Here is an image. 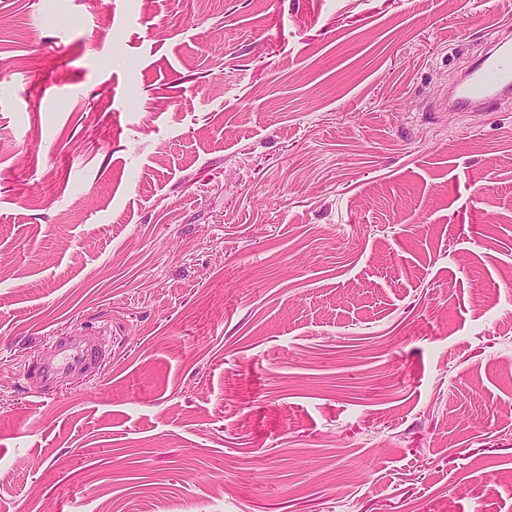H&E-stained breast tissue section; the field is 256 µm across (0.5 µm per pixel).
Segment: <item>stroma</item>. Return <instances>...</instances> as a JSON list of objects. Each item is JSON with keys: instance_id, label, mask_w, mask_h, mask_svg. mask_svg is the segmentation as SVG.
I'll list each match as a JSON object with an SVG mask.
<instances>
[{"instance_id": "obj_1", "label": "stroma", "mask_w": 512, "mask_h": 512, "mask_svg": "<svg viewBox=\"0 0 512 512\" xmlns=\"http://www.w3.org/2000/svg\"><path fill=\"white\" fill-rule=\"evenodd\" d=\"M508 32L0 0V512H512V97L444 103ZM101 324L102 372L22 392Z\"/></svg>"}]
</instances>
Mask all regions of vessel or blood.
<instances>
[{"label": "vessel or blood", "instance_id": "vessel-or-blood-1", "mask_svg": "<svg viewBox=\"0 0 512 512\" xmlns=\"http://www.w3.org/2000/svg\"><path fill=\"white\" fill-rule=\"evenodd\" d=\"M512 95V46L498 45L472 67L457 88L454 105L462 111L483 109ZM110 337L93 332L63 338L51 336L39 361L23 372V385L35 397L49 395L62 379L84 373L105 359Z\"/></svg>", "mask_w": 512, "mask_h": 512}]
</instances>
